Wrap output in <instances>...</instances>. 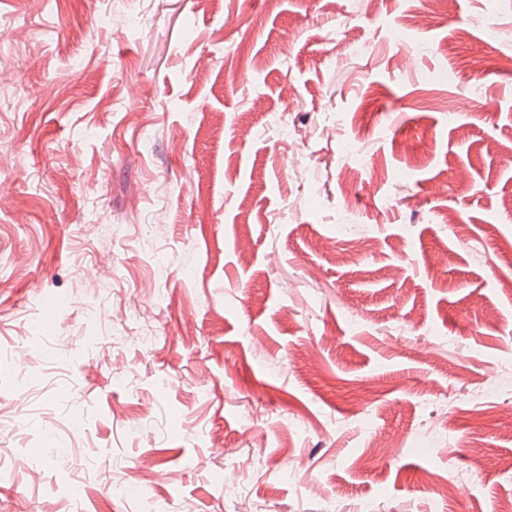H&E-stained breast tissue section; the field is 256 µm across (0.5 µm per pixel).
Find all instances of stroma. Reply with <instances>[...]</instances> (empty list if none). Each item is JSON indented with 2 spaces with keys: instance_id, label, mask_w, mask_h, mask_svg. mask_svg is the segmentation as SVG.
Wrapping results in <instances>:
<instances>
[{
  "instance_id": "1",
  "label": "stroma",
  "mask_w": 512,
  "mask_h": 512,
  "mask_svg": "<svg viewBox=\"0 0 512 512\" xmlns=\"http://www.w3.org/2000/svg\"><path fill=\"white\" fill-rule=\"evenodd\" d=\"M0 27V512L512 497V0H0Z\"/></svg>"
}]
</instances>
